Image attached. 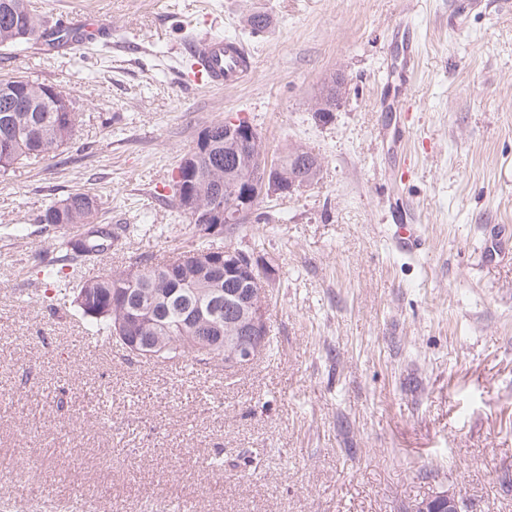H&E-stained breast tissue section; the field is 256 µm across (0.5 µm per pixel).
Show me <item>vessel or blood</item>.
Returning a JSON list of instances; mask_svg holds the SVG:
<instances>
[{"instance_id": "1", "label": "vessel or blood", "mask_w": 512, "mask_h": 512, "mask_svg": "<svg viewBox=\"0 0 512 512\" xmlns=\"http://www.w3.org/2000/svg\"><path fill=\"white\" fill-rule=\"evenodd\" d=\"M72 34L74 45L79 46L103 38L105 29L84 19L73 26ZM187 51L195 61L199 83L211 89L237 86L254 68L253 58L247 48L241 42L221 34L197 36L188 44Z\"/></svg>"}]
</instances>
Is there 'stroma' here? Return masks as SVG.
<instances>
[{
    "mask_svg": "<svg viewBox=\"0 0 512 512\" xmlns=\"http://www.w3.org/2000/svg\"><path fill=\"white\" fill-rule=\"evenodd\" d=\"M485 2L30 0L106 35L0 48V79L54 85L79 112L62 153L0 174V512H410L445 490L512 512V255L496 247L512 225V0ZM401 23L419 48L406 87L389 74ZM207 32L254 53L249 81H190L185 45ZM338 72L347 94L320 119ZM230 116L273 157L321 162L227 235L272 268L268 346L233 370L175 368L50 315L38 265L63 230L41 212L76 191L101 200L112 249L74 260L71 280L169 259L193 235L173 176ZM402 212L425 242L414 255L387 238ZM129 224L151 231L129 239ZM72 34L74 46H81L87 41H94L103 38L106 34L105 28L99 26L92 20L83 19L79 24L72 25Z\"/></svg>",
    "mask_w": 512,
    "mask_h": 512,
    "instance_id": "35a3bbf8",
    "label": "stroma"
}]
</instances>
